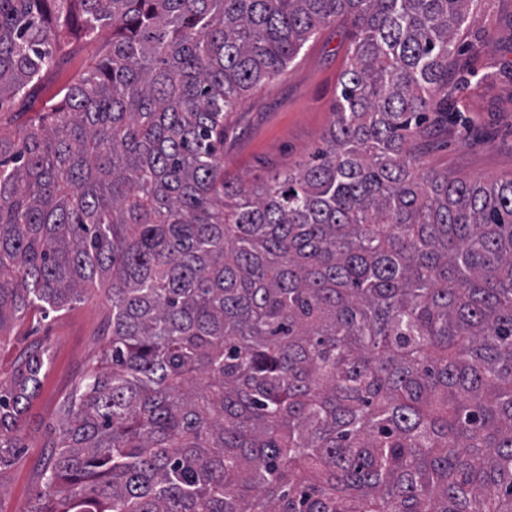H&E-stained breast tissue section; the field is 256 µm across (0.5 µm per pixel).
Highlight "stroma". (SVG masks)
I'll return each mask as SVG.
<instances>
[{
    "label": "stroma",
    "instance_id": "stroma-1",
    "mask_svg": "<svg viewBox=\"0 0 512 512\" xmlns=\"http://www.w3.org/2000/svg\"><path fill=\"white\" fill-rule=\"evenodd\" d=\"M352 24L321 27L288 67L247 94L224 124V167L246 181L264 179L321 148L349 64ZM111 29L72 40L33 94L0 106V130L20 133L61 84L99 60ZM447 93L408 142L421 166L467 181L512 178V0H482L457 39ZM110 307L96 291L67 311H32L0 332V383L10 384L28 351L44 357L43 378L21 425L12 465L0 471V512H27L64 396L108 339Z\"/></svg>",
    "mask_w": 512,
    "mask_h": 512
}]
</instances>
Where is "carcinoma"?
Wrapping results in <instances>:
<instances>
[{"instance_id": "cac0c4a2", "label": "carcinoma", "mask_w": 512, "mask_h": 512, "mask_svg": "<svg viewBox=\"0 0 512 512\" xmlns=\"http://www.w3.org/2000/svg\"><path fill=\"white\" fill-rule=\"evenodd\" d=\"M474 0H0V104L59 28L94 65L0 134V332L100 285L110 337L29 512H512V178L423 171ZM352 22L309 160L249 185L224 118ZM0 387V467L41 386Z\"/></svg>"}]
</instances>
